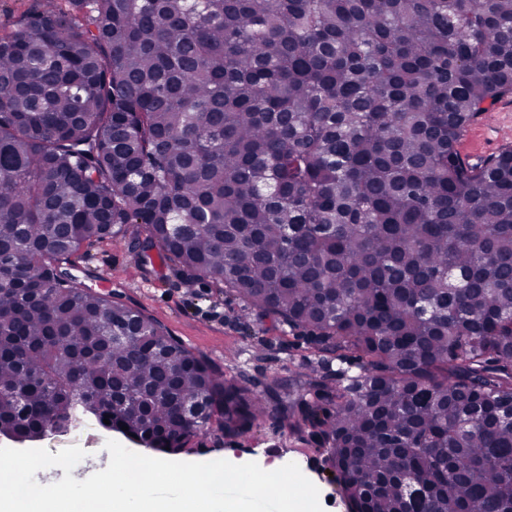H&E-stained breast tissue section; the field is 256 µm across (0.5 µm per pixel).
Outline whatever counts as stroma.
Listing matches in <instances>:
<instances>
[{
	"instance_id": "1",
	"label": "stroma",
	"mask_w": 512,
	"mask_h": 512,
	"mask_svg": "<svg viewBox=\"0 0 512 512\" xmlns=\"http://www.w3.org/2000/svg\"><path fill=\"white\" fill-rule=\"evenodd\" d=\"M512 146V97L499 102L469 127L459 150L482 158ZM73 272L113 300L139 309L162 323L177 341L224 374L260 389L272 379L294 386L304 383L316 361L291 334L269 319L257 318L238 299L211 282L189 278L160 257L143 260L124 240L98 243L73 256ZM281 467L296 463L318 488L324 512H347L341 491L325 469L314 442L270 415L247 434L225 438L210 428L186 453L184 462L224 459L241 463L252 458Z\"/></svg>"
}]
</instances>
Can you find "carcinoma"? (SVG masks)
I'll use <instances>...</instances> for the list:
<instances>
[{
	"label": "carcinoma",
	"instance_id": "1",
	"mask_svg": "<svg viewBox=\"0 0 512 512\" xmlns=\"http://www.w3.org/2000/svg\"><path fill=\"white\" fill-rule=\"evenodd\" d=\"M509 95L512 0H56L1 32L0 434L178 455L284 391L62 270L135 224L318 357L275 411L348 512H512V146L458 150Z\"/></svg>",
	"mask_w": 512,
	"mask_h": 512
}]
</instances>
